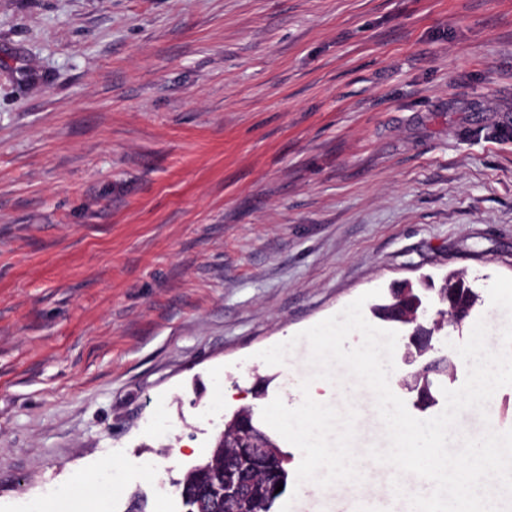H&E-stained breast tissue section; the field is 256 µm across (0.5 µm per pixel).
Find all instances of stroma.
Wrapping results in <instances>:
<instances>
[{"mask_svg":"<svg viewBox=\"0 0 512 512\" xmlns=\"http://www.w3.org/2000/svg\"><path fill=\"white\" fill-rule=\"evenodd\" d=\"M451 272L469 316L394 354L419 419L506 322L512 0H0V512H181L225 420L303 401L259 351Z\"/></svg>","mask_w":512,"mask_h":512,"instance_id":"stroma-1","label":"stroma"}]
</instances>
